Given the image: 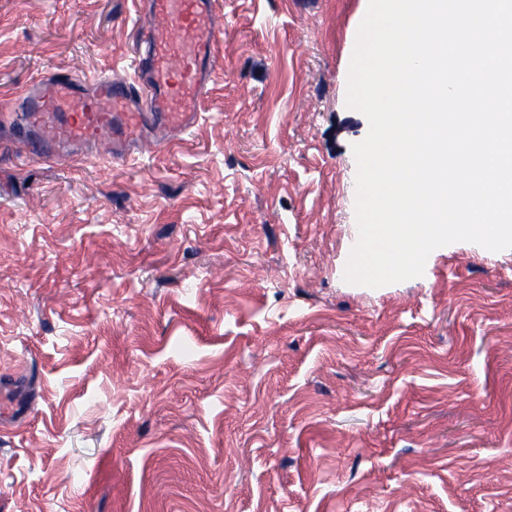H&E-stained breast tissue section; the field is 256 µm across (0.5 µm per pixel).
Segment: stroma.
Here are the masks:
<instances>
[{
    "label": "stroma",
    "mask_w": 512,
    "mask_h": 512,
    "mask_svg": "<svg viewBox=\"0 0 512 512\" xmlns=\"http://www.w3.org/2000/svg\"><path fill=\"white\" fill-rule=\"evenodd\" d=\"M366 0H218L174 148L0 131V512H512V250L343 279ZM128 0H0V102L133 73Z\"/></svg>",
    "instance_id": "1"
}]
</instances>
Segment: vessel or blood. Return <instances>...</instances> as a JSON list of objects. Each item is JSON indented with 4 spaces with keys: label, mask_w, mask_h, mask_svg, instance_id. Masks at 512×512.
<instances>
[{
    "label": "vessel or blood",
    "mask_w": 512,
    "mask_h": 512,
    "mask_svg": "<svg viewBox=\"0 0 512 512\" xmlns=\"http://www.w3.org/2000/svg\"><path fill=\"white\" fill-rule=\"evenodd\" d=\"M136 10L150 22L138 32L132 77H39L0 104V125L29 138V159L66 165L70 148L108 133L112 159L123 163L147 136L163 148L199 121L223 64L215 0H136Z\"/></svg>",
    "instance_id": "obj_1"
}]
</instances>
